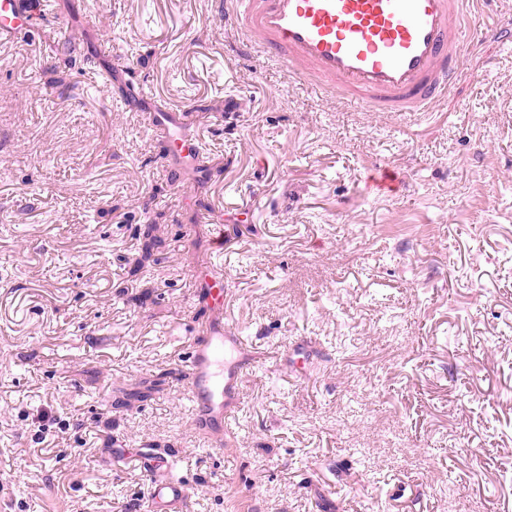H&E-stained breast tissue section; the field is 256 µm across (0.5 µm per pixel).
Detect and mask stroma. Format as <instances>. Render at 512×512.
Returning a JSON list of instances; mask_svg holds the SVG:
<instances>
[{
  "label": "stroma",
  "instance_id": "1",
  "mask_svg": "<svg viewBox=\"0 0 512 512\" xmlns=\"http://www.w3.org/2000/svg\"><path fill=\"white\" fill-rule=\"evenodd\" d=\"M28 2L0 41V512H145L118 454L145 446L183 512H512V45L397 116L239 59L224 0ZM154 109L203 141L205 205ZM212 263L255 355L218 447L182 369Z\"/></svg>",
  "mask_w": 512,
  "mask_h": 512
}]
</instances>
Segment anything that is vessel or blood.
I'll list each match as a JSON object with an SVG mask.
<instances>
[{
	"instance_id": "vessel-or-blood-1",
	"label": "vessel or blood",
	"mask_w": 512,
	"mask_h": 512,
	"mask_svg": "<svg viewBox=\"0 0 512 512\" xmlns=\"http://www.w3.org/2000/svg\"><path fill=\"white\" fill-rule=\"evenodd\" d=\"M485 0H224L232 32L254 53L270 54L286 72L330 95L337 103L366 112H428L447 98L461 76V60L471 45L494 36L512 44V30L482 27L475 6ZM29 5L0 0V40L28 29ZM166 132L177 160L203 167L202 145L183 130L176 112L149 115ZM209 309L184 362L192 401L193 429L220 440L224 420L237 407L247 366L253 362L238 332L224 327V277L206 270L197 277ZM157 476L151 512H180L185 483L170 474L171 464L146 457Z\"/></svg>"
}]
</instances>
